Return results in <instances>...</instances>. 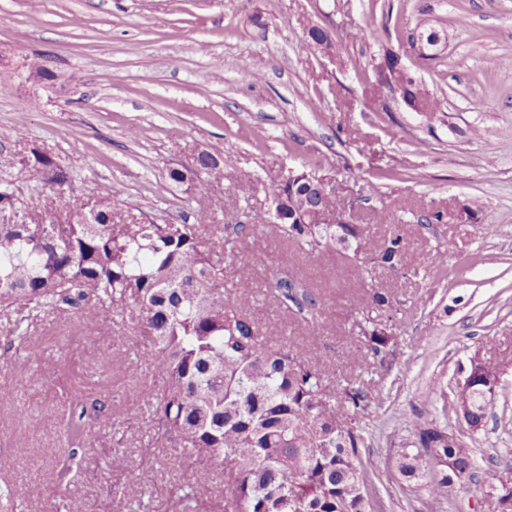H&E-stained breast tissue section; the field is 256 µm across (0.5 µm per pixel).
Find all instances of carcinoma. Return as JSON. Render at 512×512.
Returning <instances> with one entry per match:
<instances>
[{
    "label": "carcinoma",
    "mask_w": 512,
    "mask_h": 512,
    "mask_svg": "<svg viewBox=\"0 0 512 512\" xmlns=\"http://www.w3.org/2000/svg\"><path fill=\"white\" fill-rule=\"evenodd\" d=\"M395 84L410 85L428 110L434 103L408 72ZM33 167L45 184L70 196L79 186L51 156L32 151ZM320 177L304 172L291 183L272 185L275 210L315 193ZM242 214L213 238L202 224L127 223L112 207V189H101L96 204L73 208L60 224H0V307L21 318L63 305L84 319L119 317L139 329L137 347L164 380L151 404L160 439L184 451L197 467L175 507L187 512L198 487L224 467V489L212 512H372L369 475L360 448L364 438L355 414L372 395L348 382L331 396L323 384L322 362L309 350L272 342L243 312L251 273L240 269L224 289V259L252 231ZM336 224H305L294 211L275 225L277 235L307 253L332 250L359 262L362 224H349L351 248L336 242ZM404 243L390 237L376 256L389 269L400 265ZM283 309L314 321L322 316L319 297L283 273L269 284ZM363 359L378 370L394 358L386 326L368 315L356 323ZM497 391L457 387L452 409L472 430L485 425ZM110 414L104 406L76 403L68 432L79 445L85 417ZM413 449L400 455L399 472L424 481L429 498H450L475 481L472 449L435 420L413 423Z\"/></svg>",
    "instance_id": "cac0c4a2"
}]
</instances>
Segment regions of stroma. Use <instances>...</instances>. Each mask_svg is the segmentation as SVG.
<instances>
[{"label":"stroma","mask_w":512,"mask_h":512,"mask_svg":"<svg viewBox=\"0 0 512 512\" xmlns=\"http://www.w3.org/2000/svg\"><path fill=\"white\" fill-rule=\"evenodd\" d=\"M326 29L328 51L310 49V27ZM444 29L436 59L419 57L411 36ZM402 56L434 98L408 110L378 88L372 63ZM45 58L54 76L37 81ZM512 0H0V188L14 210L0 224L63 221L26 165L50 155L92 206L101 185L112 204L159 224L220 225L245 213L255 228L228 273H253L249 315L276 341L325 361L324 383L381 387L358 412L374 512H496L495 491L512 486ZM263 66L247 82L249 66ZM232 165L221 178L174 185L170 168L201 152ZM305 170L328 183L350 221L367 227L365 276L329 252L305 254L276 234L266 189ZM401 265L373 257L391 235ZM288 272L323 302L315 322L280 308L267 283ZM390 295L378 318L394 338L391 367L368 372L351 354L355 324L374 292ZM0 314V512H167L192 468L158 443L153 415L126 410L162 388L137 352L129 324L84 322L76 310L41 313L22 348L10 347ZM500 370L485 427L443 415L436 388L452 393L472 357ZM104 401V427L88 420L79 452L68 442L76 399ZM446 425L473 451L477 481L449 501L401 479L396 461L412 442L403 420ZM152 481L136 485L142 467Z\"/></svg>","instance_id":"obj_1"}]
</instances>
